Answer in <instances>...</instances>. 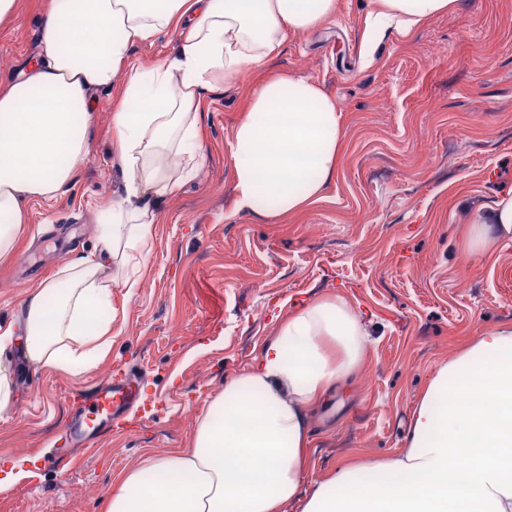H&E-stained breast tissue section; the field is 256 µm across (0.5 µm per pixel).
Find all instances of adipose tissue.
<instances>
[{
	"label": "adipose tissue",
	"instance_id": "adipose-tissue-1",
	"mask_svg": "<svg viewBox=\"0 0 512 512\" xmlns=\"http://www.w3.org/2000/svg\"><path fill=\"white\" fill-rule=\"evenodd\" d=\"M456 0H373L366 32L410 31ZM337 0H40L38 48L19 78L0 84V257L21 242L32 201L56 198L89 155L95 96L112 94V154L124 193L103 200L95 258L64 280L31 287L0 342L21 337L36 365L74 372L104 357L113 269L140 274L156 214L150 196L179 181L163 149L180 135L193 152L203 92L217 79L248 81L234 131L236 208L271 217L321 199L335 174L341 113L312 81L267 71L287 31L324 23ZM176 32L174 54L133 68L132 48ZM512 235V193L468 231L472 252ZM368 340L339 296L289 311L253 365L225 382L191 448L146 459L113 487L105 512H512V325L464 345L432 375L406 451L347 461L302 488L309 418L360 369ZM464 469H456L455 461Z\"/></svg>",
	"mask_w": 512,
	"mask_h": 512
}]
</instances>
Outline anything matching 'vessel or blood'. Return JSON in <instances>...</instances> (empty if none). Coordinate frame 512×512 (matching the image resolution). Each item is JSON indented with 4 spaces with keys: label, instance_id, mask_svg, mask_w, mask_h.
<instances>
[{
    "label": "vessel or blood",
    "instance_id": "vessel-or-blood-1",
    "mask_svg": "<svg viewBox=\"0 0 512 512\" xmlns=\"http://www.w3.org/2000/svg\"><path fill=\"white\" fill-rule=\"evenodd\" d=\"M140 377L137 371L126 369L112 380L96 386L83 400L79 416L84 441L94 440L113 411L128 404L138 393Z\"/></svg>",
    "mask_w": 512,
    "mask_h": 512
}]
</instances>
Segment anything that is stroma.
<instances>
[{"label": "stroma", "instance_id": "stroma-1", "mask_svg": "<svg viewBox=\"0 0 512 512\" xmlns=\"http://www.w3.org/2000/svg\"><path fill=\"white\" fill-rule=\"evenodd\" d=\"M38 0L0 31V83L37 50ZM371 0H337L321 27L287 32L268 70L321 85L341 111L335 177L288 217L239 211L234 129L243 86L205 92L203 160L180 192L155 197L150 252L136 287L112 290V341L76 372L37 370L18 343L15 401L0 414V457L36 459L0 488V512H99L129 468L189 445L225 379L274 334L281 301L343 297L365 322L369 354L352 384L311 419L304 485L352 456L401 455L433 371L490 328L512 323V238L471 254L467 229L512 192V0H457L453 12L365 43ZM108 95L91 152L65 192L32 204L22 248L0 262V324L29 287L96 254L101 199L123 186ZM140 370L139 400L76 458L57 461L73 401L115 367Z\"/></svg>", "mask_w": 512, "mask_h": 512}]
</instances>
